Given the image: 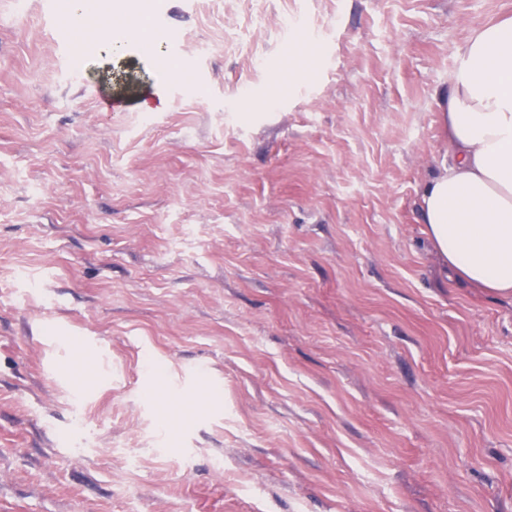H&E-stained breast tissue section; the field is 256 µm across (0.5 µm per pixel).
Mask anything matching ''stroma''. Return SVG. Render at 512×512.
Listing matches in <instances>:
<instances>
[{
	"instance_id": "35a3bbf8",
	"label": "stroma",
	"mask_w": 512,
	"mask_h": 512,
	"mask_svg": "<svg viewBox=\"0 0 512 512\" xmlns=\"http://www.w3.org/2000/svg\"><path fill=\"white\" fill-rule=\"evenodd\" d=\"M142 15L194 86L102 45ZM512 0L0 5V512H512V300L419 209ZM319 41L320 64L289 55Z\"/></svg>"
}]
</instances>
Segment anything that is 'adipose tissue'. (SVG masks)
Here are the masks:
<instances>
[{
	"mask_svg": "<svg viewBox=\"0 0 512 512\" xmlns=\"http://www.w3.org/2000/svg\"><path fill=\"white\" fill-rule=\"evenodd\" d=\"M439 106L451 159L423 187L427 233L455 275L512 297V19L477 30Z\"/></svg>",
	"mask_w": 512,
	"mask_h": 512,
	"instance_id": "obj_1",
	"label": "adipose tissue"
}]
</instances>
